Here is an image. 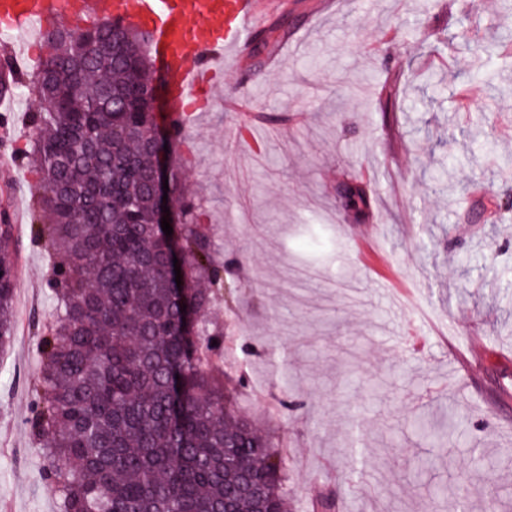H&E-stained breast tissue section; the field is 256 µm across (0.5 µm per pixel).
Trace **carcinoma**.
<instances>
[{
    "label": "carcinoma",
    "instance_id": "carcinoma-1",
    "mask_svg": "<svg viewBox=\"0 0 512 512\" xmlns=\"http://www.w3.org/2000/svg\"><path fill=\"white\" fill-rule=\"evenodd\" d=\"M92 32L110 48L78 60L51 44L30 80L19 82L35 112L26 156L43 189L41 236L58 259L33 420L43 476L58 489L59 512H288L284 456L235 412L224 376L202 358L221 354L213 341L222 333L206 311L224 278L171 160L168 196L178 205L175 231L185 247L179 285L170 237L156 222L157 125L144 33L128 28L114 46L109 22ZM251 42L267 55L277 46L262 30ZM500 47L477 41L471 54L500 58ZM405 84L404 74H391L378 110L395 111ZM341 204L360 220L373 198L354 178ZM11 231L0 228V347L15 324ZM463 421L444 405L414 418L429 451L415 461L413 479L443 461L453 467L447 448L468 445ZM468 466L495 474L493 458L479 448L470 450Z\"/></svg>",
    "mask_w": 512,
    "mask_h": 512
}]
</instances>
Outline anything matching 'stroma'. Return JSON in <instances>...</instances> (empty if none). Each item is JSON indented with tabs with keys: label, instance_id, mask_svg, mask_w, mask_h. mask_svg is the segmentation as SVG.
<instances>
[{
	"label": "stroma",
	"instance_id": "obj_1",
	"mask_svg": "<svg viewBox=\"0 0 512 512\" xmlns=\"http://www.w3.org/2000/svg\"><path fill=\"white\" fill-rule=\"evenodd\" d=\"M324 2L270 0L275 64L248 56L226 71L176 158L223 252L224 295L209 316L250 381L235 406L287 449L290 512L320 491L338 512H425L427 488L409 480L425 451L409 430L416 413L452 403L486 453L512 450V399L499 397L512 379V63L477 74L466 45L512 34V13L501 0ZM438 38L453 50L428 53ZM388 70L410 81L384 114L376 92ZM242 76L258 108L225 111ZM30 111L14 93L0 152L29 148ZM353 177L374 199L362 222L337 199ZM40 194L30 167L0 168V220L16 204L25 213L10 255L14 335L0 350V512L59 509L30 425L39 339L56 305L55 260L31 237ZM281 366L293 377L285 395ZM352 373L361 391L346 389ZM351 438L362 463L339 460ZM453 454L457 470L432 476L448 485L442 512H457L461 491L469 512H512V462L488 482L468 474V449Z\"/></svg>",
	"mask_w": 512,
	"mask_h": 512
}]
</instances>
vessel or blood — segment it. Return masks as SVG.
Segmentation results:
<instances>
[{
	"instance_id": "1",
	"label": "vessel or blood",
	"mask_w": 512,
	"mask_h": 512,
	"mask_svg": "<svg viewBox=\"0 0 512 512\" xmlns=\"http://www.w3.org/2000/svg\"><path fill=\"white\" fill-rule=\"evenodd\" d=\"M127 23L148 31L151 52L159 54L168 79L167 121L185 133L183 117L192 115L248 47L253 31L266 15L259 0H0V26L20 30L72 18ZM38 55L37 42L12 46L5 64L20 74Z\"/></svg>"
}]
</instances>
